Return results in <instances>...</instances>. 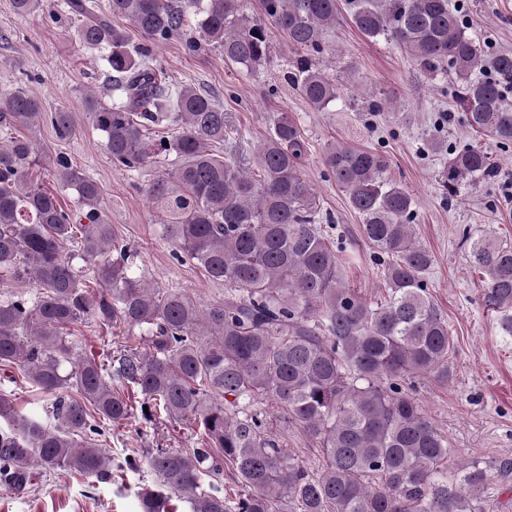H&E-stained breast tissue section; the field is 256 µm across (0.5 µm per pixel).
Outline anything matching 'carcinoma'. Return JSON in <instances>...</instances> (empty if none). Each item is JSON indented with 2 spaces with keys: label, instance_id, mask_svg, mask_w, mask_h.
I'll list each match as a JSON object with an SVG mask.
<instances>
[{
  "label": "carcinoma",
  "instance_id": "cac0c4a2",
  "mask_svg": "<svg viewBox=\"0 0 512 512\" xmlns=\"http://www.w3.org/2000/svg\"><path fill=\"white\" fill-rule=\"evenodd\" d=\"M22 17L50 13L55 0H13ZM81 17L78 40L105 45L112 70L110 104L86 106L106 140L112 162L139 168L173 157L167 176L145 189L169 213L165 239L206 276L228 285L224 301L200 308L177 289L161 290L128 273V246L103 214L100 185L59 156L57 175L78 194L77 210L29 177L38 149L18 126L43 119L41 103L22 90L0 95V274L36 293L0 301V365L15 366L41 393L54 397L53 426L19 412L0 395V490L25 489L36 469L104 478L112 458L101 447L103 422L132 415L130 397L112 389L114 376L141 396V406L190 422L193 448H145L156 488L140 493L141 512H172L183 495L193 512H476L490 480L477 463L448 474V440L404 381L431 373L446 380L453 341L448 320L428 292L433 253L414 231L408 190L386 176L374 150L331 144L324 165L358 215L363 242L384 267L386 295L368 301L349 288L320 200L303 173L306 143L286 112L270 116L258 148L259 173L239 151L221 153L229 138L224 109L188 85H173L148 53L130 49L120 18L154 44L184 35L192 12L207 42L224 60L252 74L270 56L268 30L285 33L298 52L287 72L310 105L323 111L339 85L312 64L345 9L369 39L398 46L429 73L457 80L453 111L478 136L512 143V52L490 60L449 0H262L249 17L242 0H67ZM61 139L73 134L70 113L51 116ZM170 136L154 139L161 123ZM436 181L452 199L467 184L489 182L497 168L488 147L445 144ZM468 263L481 275V305L512 333V243L485 230L464 233ZM92 265L88 288L74 259ZM139 330L146 348L126 349L108 367L79 351L80 324ZM72 385L79 398L62 390ZM273 401L286 420L318 444L313 468L288 454L253 405ZM244 492L224 499V467Z\"/></svg>",
  "mask_w": 512,
  "mask_h": 512
}]
</instances>
